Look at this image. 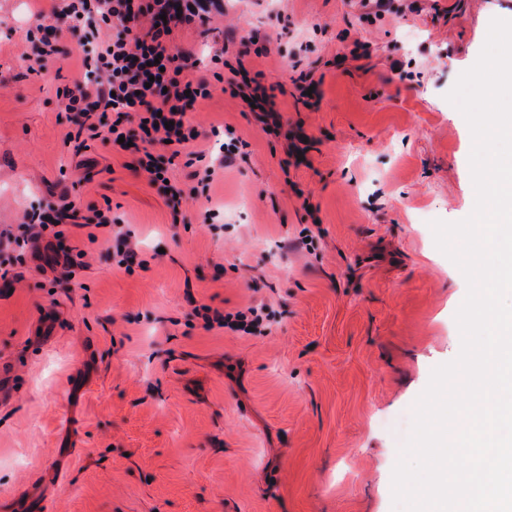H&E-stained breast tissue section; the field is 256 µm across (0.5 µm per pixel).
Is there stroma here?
<instances>
[{"label":"stroma","instance_id":"1","mask_svg":"<svg viewBox=\"0 0 512 512\" xmlns=\"http://www.w3.org/2000/svg\"><path fill=\"white\" fill-rule=\"evenodd\" d=\"M53 5L0 0V237L69 197L85 221L62 244L86 266L59 282L43 239L0 280V512H394L406 437L388 422L458 356L468 289L430 227L475 204L471 131L446 95L512 0H393L368 23L363 0H217L170 44L211 84L195 149L222 157L227 126L243 144L207 186L201 166L169 165L177 211L137 152L86 127L68 140L77 39L59 33L34 71L25 38ZM247 32L269 47L248 60L263 84L290 87L297 57L321 82L317 107L279 99L312 140L306 164L231 95ZM359 41L370 58L352 57ZM104 209L140 252L133 273L112 263L113 229L89 224ZM314 228L315 252L284 249ZM197 304L272 317L239 337L204 329Z\"/></svg>","mask_w":512,"mask_h":512}]
</instances>
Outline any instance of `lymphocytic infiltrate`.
Wrapping results in <instances>:
<instances>
[{"label":"lymphocytic infiltrate","instance_id":"obj_1","mask_svg":"<svg viewBox=\"0 0 512 512\" xmlns=\"http://www.w3.org/2000/svg\"><path fill=\"white\" fill-rule=\"evenodd\" d=\"M197 0H60L54 14L75 37L89 29H108L94 51L93 65L85 66L83 76L62 92L64 110L74 122L89 119L93 113L108 112L112 121L105 138L140 143L139 167L152 184L162 185L167 169L158 151L173 155L190 148L199 132L190 120L195 104L211 94L207 79L187 78L190 56L173 50L169 37L178 25L203 21ZM245 65L233 68L239 76V96L249 97L258 122L267 128L281 125L275 96L270 88L246 79ZM79 203L60 200L46 204L43 212L28 216L15 248L42 239L46 232L64 224L76 223ZM205 327L219 326L241 336L260 330L263 316L257 308L211 316L207 306L194 310Z\"/></svg>","mask_w":512,"mask_h":512}]
</instances>
